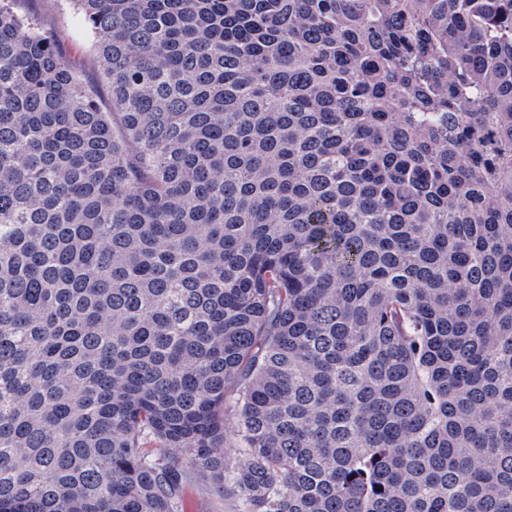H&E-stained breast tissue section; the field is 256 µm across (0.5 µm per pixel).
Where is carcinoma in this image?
Segmentation results:
<instances>
[{
  "label": "carcinoma",
  "mask_w": 512,
  "mask_h": 512,
  "mask_svg": "<svg viewBox=\"0 0 512 512\" xmlns=\"http://www.w3.org/2000/svg\"><path fill=\"white\" fill-rule=\"evenodd\" d=\"M73 2L110 112L0 3V512H512V0ZM219 497L210 491L208 481L195 482L188 486L183 496V512H214Z\"/></svg>",
  "instance_id": "carcinoma-1"
}]
</instances>
